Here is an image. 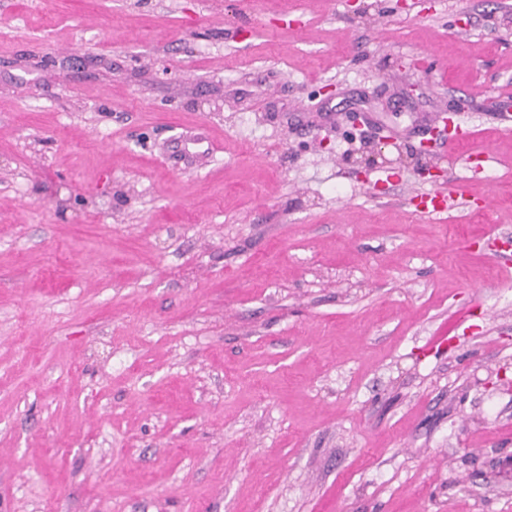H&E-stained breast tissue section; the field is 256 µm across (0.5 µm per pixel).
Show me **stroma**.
I'll list each match as a JSON object with an SVG mask.
<instances>
[{
    "mask_svg": "<svg viewBox=\"0 0 512 512\" xmlns=\"http://www.w3.org/2000/svg\"><path fill=\"white\" fill-rule=\"evenodd\" d=\"M364 3L0 0V512H512V0ZM449 185L448 195L442 191L431 189L418 193L416 198L419 199L420 211L426 215H438L444 212L450 201L454 199L453 191Z\"/></svg>",
    "mask_w": 512,
    "mask_h": 512,
    "instance_id": "35a3bbf8",
    "label": "stroma"
}]
</instances>
